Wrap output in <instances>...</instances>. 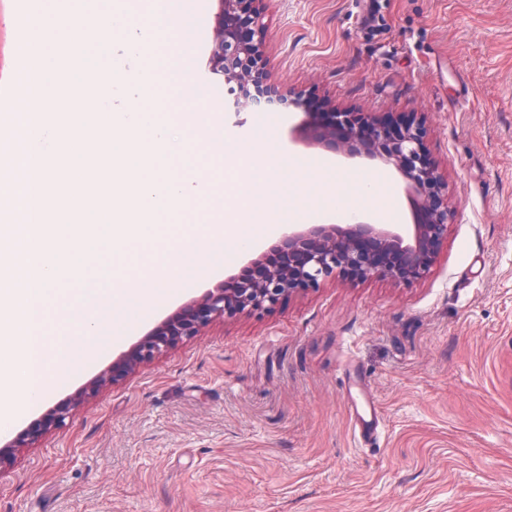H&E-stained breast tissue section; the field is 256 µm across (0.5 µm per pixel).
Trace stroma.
I'll return each instance as SVG.
<instances>
[{"label":"stroma","instance_id":"1","mask_svg":"<svg viewBox=\"0 0 512 512\" xmlns=\"http://www.w3.org/2000/svg\"><path fill=\"white\" fill-rule=\"evenodd\" d=\"M267 0L268 81L334 112L416 116L457 209L422 282L328 278L259 314L212 324L102 388L0 472V512H512V0ZM215 0H193L174 42L191 67L159 82L169 111L192 102L241 148L297 163L228 225L247 251L202 257L209 273L140 311L120 341L76 362L21 424L85 386L157 322L276 242L280 224H340L356 172L381 173L390 223L414 221L382 160L307 141L295 110L228 112L204 83ZM376 415L370 440L354 410Z\"/></svg>","mask_w":512,"mask_h":512}]
</instances>
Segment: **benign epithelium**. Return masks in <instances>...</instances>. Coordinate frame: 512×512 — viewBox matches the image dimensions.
<instances>
[{"mask_svg": "<svg viewBox=\"0 0 512 512\" xmlns=\"http://www.w3.org/2000/svg\"><path fill=\"white\" fill-rule=\"evenodd\" d=\"M219 12L210 33L206 64L211 82L229 85L234 111L271 115L305 107L298 94L267 83L261 42L265 29L264 0H218ZM310 141L348 157L381 158L402 175L417 204L415 223L401 231L389 224L356 221L352 224L287 225L277 244L252 260L263 265L251 281L228 277L176 313L155 325L130 350L120 354L90 386L56 405L41 418L0 439V472L23 448L32 447L70 412L95 395L133 374L141 365L167 352L183 338L197 335L212 323L263 311L285 298L320 287L340 275L352 280H389L409 286L427 276L437 260L454 212L448 205V186L427 147L423 121L412 119L401 130L381 120L360 121L341 112L310 126Z\"/></svg>", "mask_w": 512, "mask_h": 512, "instance_id": "benign-epithelium-1", "label": "benign epithelium"}]
</instances>
